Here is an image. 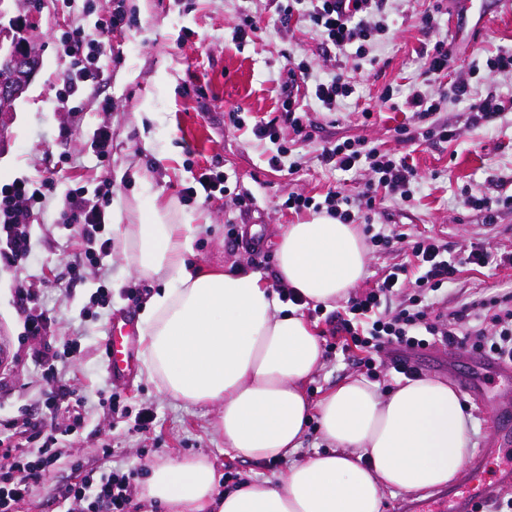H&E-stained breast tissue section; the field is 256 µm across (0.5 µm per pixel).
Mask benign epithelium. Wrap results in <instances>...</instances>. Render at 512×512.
I'll return each instance as SVG.
<instances>
[{"instance_id":"7a95c632","label":"benign epithelium","mask_w":512,"mask_h":512,"mask_svg":"<svg viewBox=\"0 0 512 512\" xmlns=\"http://www.w3.org/2000/svg\"><path fill=\"white\" fill-rule=\"evenodd\" d=\"M41 64L39 53L31 46L15 48L12 35L0 32V112L12 110L14 102L21 97Z\"/></svg>"}]
</instances>
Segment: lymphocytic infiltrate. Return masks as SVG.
<instances>
[{"label":"lymphocytic infiltrate","instance_id":"lymphocytic-infiltrate-1","mask_svg":"<svg viewBox=\"0 0 512 512\" xmlns=\"http://www.w3.org/2000/svg\"><path fill=\"white\" fill-rule=\"evenodd\" d=\"M282 12L287 19L302 13L324 40L357 63L365 61L369 42L389 30V0H286ZM126 25V17L118 9L108 27L63 36V44L72 49L64 79L67 96L79 97L85 83L99 77L77 52V45L99 46L110 32ZM447 74L448 49L439 41L426 56L422 82L412 85L405 99L418 121L417 128L400 127L399 134L405 141L455 137V130L433 123L440 104L425 88L426 83ZM451 92L454 100L467 102L465 125L469 128L493 122L505 109V102L497 93L473 95L464 77L454 81ZM320 157L322 162L342 172L364 169L371 175L358 194H350L341 187L328 192L324 199L328 215L343 224L363 223V232L376 252H393L398 244L404 247L401 262L383 267L372 287L355 291L344 305L326 316L342 353L352 354L357 368L371 379L377 376V362L385 357L397 373L412 379L418 377L413 358L434 344L511 364V291L480 293L450 311L437 308L433 294L455 283L465 267L485 268L496 263L512 266V251L497 254L477 240L466 241L454 249L431 235L414 237L395 228L375 227L369 217L378 191L409 198L417 179L415 168L405 158L367 147L362 141L323 147ZM50 187V180L35 179L0 188V268L17 266L31 254V214ZM111 199L112 184L108 181L96 187L93 197H85L80 189L65 197L66 214L76 224L88 254L98 262L112 252V241L104 236V206ZM0 454L15 458L10 471L0 474V512H20L34 483L51 473L62 458L49 439L33 452L18 456L9 445L0 449ZM132 479V472L118 470L99 479L84 477L65 497L63 512H125L133 492Z\"/></svg>","mask_w":512,"mask_h":512}]
</instances>
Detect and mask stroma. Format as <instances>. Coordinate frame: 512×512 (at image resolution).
<instances>
[{
    "instance_id": "35a3bbf8",
    "label": "stroma",
    "mask_w": 512,
    "mask_h": 512,
    "mask_svg": "<svg viewBox=\"0 0 512 512\" xmlns=\"http://www.w3.org/2000/svg\"><path fill=\"white\" fill-rule=\"evenodd\" d=\"M123 4L129 29L112 34L95 63L102 77L82 93L78 111L60 102L70 59L63 53L62 33L93 30L108 24L116 4ZM239 0H9L0 27L25 25V36L36 47L41 66L12 111L0 115V187L25 178H47L56 190L34 211L33 251L17 268H0V373L11 375L9 391L0 394V421L28 414L41 429L50 420L43 405L51 388L32 354L41 350L65 353L60 378L69 380L81 398L83 426L63 437L71 456L38 480L24 512H59L61 501L78 477L71 460L106 474L116 468L135 470L146 478L152 467L169 459L206 457L219 478V490L242 479L284 475L280 462L242 460L225 452L214 424L215 404H188L164 393L144 369L126 384L110 381L105 372L107 327L120 317L140 318L144 303L160 288L140 276L124 255L122 231L134 223L136 206L174 203L179 214L193 217L206 230L194 243V260L203 270L234 267L252 270L264 254L274 253L287 225L310 219V212L288 210V196L324 200L327 192L346 185L363 189L368 172L345 178L320 159L323 146L363 140L396 156H408L418 172L410 200L387 196L377 201L373 223L406 232H425L456 243L474 237L490 247L512 248V210L495 224L483 222L480 211L467 208L462 197L475 189L488 197L512 195V110L488 126L465 128L466 103L448 98L447 83L431 87L444 103L436 119L460 136L450 142L411 144L396 134L409 122L405 92L420 79L427 53L446 39L449 77L483 65L501 49H512V11L499 0H474L466 10L449 8L440 32L423 29L422 13L432 0H394L390 32L376 40L373 64L355 70L353 60L339 55L301 16L282 23L273 0H254L259 30L253 40L239 41ZM304 63L310 80L332 73L354 77L356 90L339 111L328 113L316 101L307 110L316 122L310 139L302 141L284 124L279 110V84L289 68ZM393 86L398 110L380 107L378 97ZM373 112L363 118V109ZM273 125L275 141L258 140L256 122ZM112 131V156L99 161L94 133ZM283 154L284 165L272 167L271 156ZM227 176L223 193L206 198L192 193L200 174ZM149 178L150 191L141 180ZM113 184L107 211L112 254L103 264L88 261L75 230L62 226L65 195L76 188H94L101 180ZM81 271L70 279L71 267ZM39 284L40 303L53 317L50 336L35 341L25 336L17 312V290ZM109 291V306L93 303L98 286ZM477 288L512 291V268H467L444 292L448 309L466 302ZM324 344L323 365L308 383L310 399L331 386L357 376L341 353L329 349L323 315L306 311ZM419 373L458 384L470 368L466 353L433 348L417 354ZM118 396L124 413L112 415L103 397ZM512 402V377L502 379L482 397L462 394L471 417L473 456L491 448L493 399ZM149 406L157 414L150 429H139L135 417ZM110 456H103V449Z\"/></svg>"
}]
</instances>
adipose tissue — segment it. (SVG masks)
<instances>
[{
	"label": "adipose tissue",
	"mask_w": 512,
	"mask_h": 512,
	"mask_svg": "<svg viewBox=\"0 0 512 512\" xmlns=\"http://www.w3.org/2000/svg\"><path fill=\"white\" fill-rule=\"evenodd\" d=\"M138 215L123 229L126 258L163 284L141 319L148 378L175 399L219 405L216 430L234 457L290 463L222 493L206 457L171 459L152 469L142 500L165 512H385L386 492L454 483L471 427L451 384L404 379L382 393L349 378L310 400L323 357L316 324L260 273L188 264L201 228L177 223L174 204ZM366 257L356 226L327 215L287 225L275 250L278 279L328 309L364 277ZM313 421L325 448L295 461Z\"/></svg>",
	"instance_id": "ef3b65f1"
}]
</instances>
